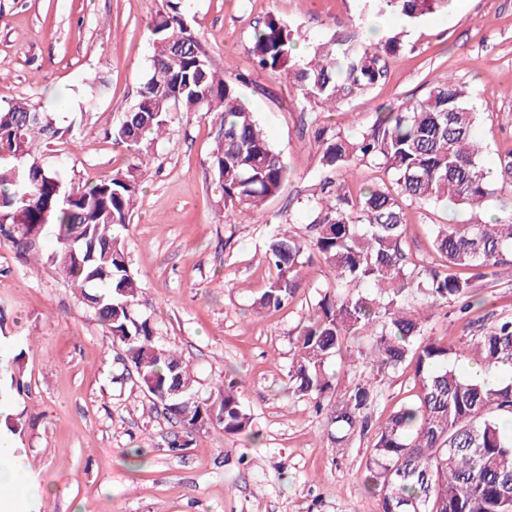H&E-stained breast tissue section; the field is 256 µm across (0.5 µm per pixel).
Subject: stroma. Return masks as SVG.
<instances>
[{
	"label": "stroma",
	"instance_id": "1",
	"mask_svg": "<svg viewBox=\"0 0 512 512\" xmlns=\"http://www.w3.org/2000/svg\"><path fill=\"white\" fill-rule=\"evenodd\" d=\"M167 8L168 0H0V104L33 98L72 123L67 143L45 150L48 164L85 179L127 166V153L105 133L138 96L153 54L148 24ZM368 13L355 0L185 3L186 23L213 68L242 75L237 89L286 161L288 181L238 223L208 174L211 123L175 113L142 178L126 230L128 264L144 289L138 312L154 322L158 341L194 366L200 397L235 380L252 434L209 425L190 448L173 450L181 427L126 378L120 349L48 261L52 232L36 264L0 241V387L17 367L29 385L0 413V433L6 414L19 415L18 461L42 490L20 512H381L363 480L373 433L336 446L310 401L285 392L292 337L331 281L329 268L317 259L306 264L286 308L255 314L250 306L271 276L264 254L275 228L309 233L307 197L324 174L315 130L359 133L377 113L422 98L433 80L451 75L486 107L476 135L483 166L497 174L499 154L512 147V0H452L414 25L395 14L375 18L377 30L402 33L407 49L385 82L330 112L305 103L286 76L253 66L254 28L268 16L290 26L302 55ZM96 75L109 90L88 108L85 83ZM470 218L450 206L407 207L414 259L436 262L432 225ZM473 289L481 306L440 307L426 335L459 347L479 327L512 318V265ZM375 381L376 426L412 395L413 380L406 373Z\"/></svg>",
	"mask_w": 512,
	"mask_h": 512
}]
</instances>
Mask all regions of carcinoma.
<instances>
[{
  "label": "carcinoma",
  "instance_id": "cac0c4a2",
  "mask_svg": "<svg viewBox=\"0 0 512 512\" xmlns=\"http://www.w3.org/2000/svg\"><path fill=\"white\" fill-rule=\"evenodd\" d=\"M379 14L413 23L448 6V0H373ZM182 3L150 24L154 54L137 100L109 131L131 163L96 181L66 176L47 164L41 148L66 139L71 126L27 97L0 106V238L23 258L42 248L53 226L52 263L104 332L122 351L139 387L167 396L165 414L183 429L185 448L203 425L227 434L251 432L252 418L232 383L201 399L191 365L155 338L153 324L136 313L143 298L127 263L122 231L131 223L141 175L176 112L211 118L215 147L208 171L224 206L248 217L279 195L288 168L261 130L235 83L214 69L198 38L187 30ZM404 50L398 33L335 32L295 55L289 26L274 16L255 29L254 63L285 74L303 99L323 110L382 82ZM470 92L452 77L434 80L426 96L396 112H379L369 129L322 139V164L336 171L307 199L311 235L285 229L268 242L273 269L254 301L275 311L301 288L300 270L318 256L331 270L326 293L296 327L288 393L314 401L336 395L328 423L342 433L362 430L379 392L374 373L413 372L416 393L401 403L375 434L365 463V486L379 493L381 512H512V434L501 417L512 415V383L489 386L450 364L461 353L424 335L429 313L450 300L468 299L473 282L512 256V215L485 222L480 213L495 194L481 164L477 110ZM383 170L390 182L350 189L357 162ZM451 202L469 210L467 224H435L431 248L437 267L419 270L406 250L408 204ZM367 342V349L351 344ZM467 350L489 371L512 365V320L473 336ZM347 357L355 378L338 388L328 363Z\"/></svg>",
  "mask_w": 512,
  "mask_h": 512
}]
</instances>
